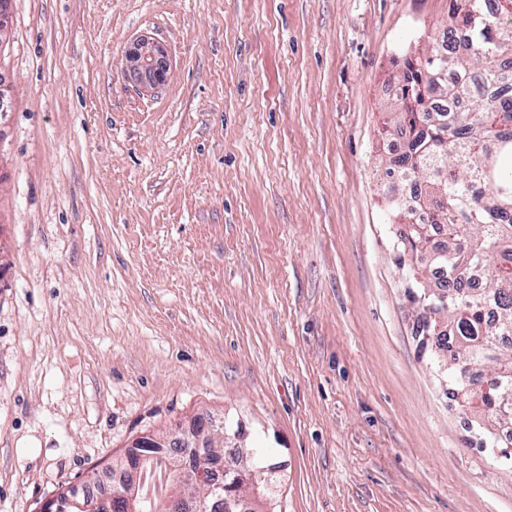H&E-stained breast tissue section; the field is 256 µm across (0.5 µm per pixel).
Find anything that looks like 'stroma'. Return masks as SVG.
<instances>
[{
    "label": "stroma",
    "instance_id": "35a3bbf8",
    "mask_svg": "<svg viewBox=\"0 0 512 512\" xmlns=\"http://www.w3.org/2000/svg\"><path fill=\"white\" fill-rule=\"evenodd\" d=\"M448 4L11 0L0 512L206 411L282 463L263 512H512L412 337L381 174L389 78ZM128 68L145 87L162 84L167 76L169 62L161 45L148 39L139 40L130 52Z\"/></svg>",
    "mask_w": 512,
    "mask_h": 512
}]
</instances>
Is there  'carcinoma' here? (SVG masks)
<instances>
[{
  "label": "carcinoma",
  "instance_id": "carcinoma-1",
  "mask_svg": "<svg viewBox=\"0 0 512 512\" xmlns=\"http://www.w3.org/2000/svg\"><path fill=\"white\" fill-rule=\"evenodd\" d=\"M455 29L468 50L440 46L405 60L401 94L414 105L387 113L386 131L406 136L386 175L419 184V205L432 215L423 231L401 234L413 256L427 255L429 267L446 274L444 286L429 293L414 279L405 290L419 314L413 327L421 352L449 351L445 395L460 403L471 448L499 446L498 432L512 425V346L499 353L498 368L484 369L490 353L512 336V99L499 88L512 84V0H497L489 16L484 0H451ZM498 319L484 318L487 302ZM174 448L143 449L140 473L167 474V498L179 493ZM166 498L137 495V512H167Z\"/></svg>",
  "mask_w": 512,
  "mask_h": 512
}]
</instances>
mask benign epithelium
<instances>
[{"mask_svg": "<svg viewBox=\"0 0 512 512\" xmlns=\"http://www.w3.org/2000/svg\"><path fill=\"white\" fill-rule=\"evenodd\" d=\"M128 68L144 86L153 88L165 81L169 62L159 43L141 39L130 52ZM172 437L178 438L184 448L199 447L200 436L190 426L187 428L179 426L164 434H149L138 438L136 443L151 442L160 448H165ZM219 467L220 462H215L210 466L211 473L208 474L200 464L192 459L190 454L180 455L179 481L182 492L170 500L168 509L171 512H207L209 498L223 492L228 494L226 498V510L228 512L233 508L239 509L241 512L249 509L251 499L235 490L234 485H226L214 477V470ZM126 471L130 473V479L124 486L123 496L132 505L137 496L139 467L129 464L126 466ZM73 505L79 506L83 512H111L112 496L108 495L104 498H98L92 503L86 501L79 505L71 497L64 498L54 495L42 502L40 512H69Z\"/></svg>", "mask_w": 512, "mask_h": 512, "instance_id": "obj_1", "label": "benign epithelium"}]
</instances>
